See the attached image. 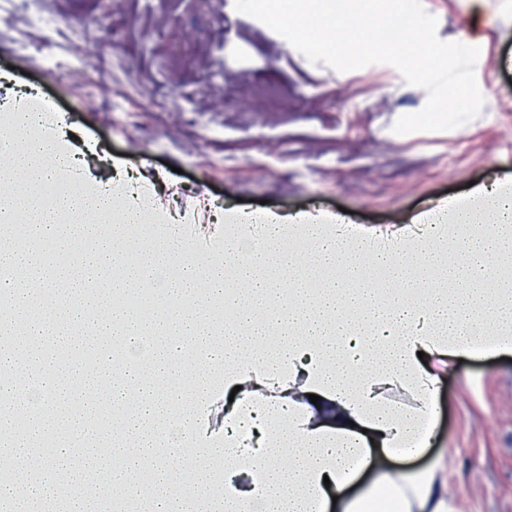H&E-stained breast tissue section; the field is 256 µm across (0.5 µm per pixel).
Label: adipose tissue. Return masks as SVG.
I'll list each match as a JSON object with an SVG mask.
<instances>
[{
	"label": "adipose tissue",
	"instance_id": "ef3b65f1",
	"mask_svg": "<svg viewBox=\"0 0 512 512\" xmlns=\"http://www.w3.org/2000/svg\"><path fill=\"white\" fill-rule=\"evenodd\" d=\"M63 169L71 186L55 213L42 201ZM479 197V206L436 214L424 232L395 238L262 216L263 246L246 255L241 225L228 224L220 270L164 233L131 269L125 252L146 213L90 182L40 106L19 101L0 120V220L19 225L37 248L0 247V301L15 313L43 309L26 326L40 336L82 322V314L51 307L55 297L80 294L100 323L132 343L145 328L118 296L167 266L180 268L179 280L161 284L164 348L150 367L127 359L111 366L112 404L124 409L112 430V482L131 494L143 457L155 455L146 512H172L178 497L205 500L213 484L220 496L208 512H328L334 501L342 512H450L444 459L419 475L387 471L383 460L423 447L438 366L512 352V193L494 184ZM466 224L484 231L463 235ZM45 245L60 247V268L20 287L19 273L40 261ZM379 265L392 279L381 291L372 280ZM87 266L100 293L82 292ZM224 307L234 316L219 327L214 315ZM392 387L411 391L415 406L391 403L384 391ZM216 392L234 396L224 405V445L196 458L198 481L187 486L166 459L181 441L202 442L199 413ZM72 449L71 437H60L58 471L30 473L33 499L52 494L59 474L80 484L102 468L91 453L83 470L70 471ZM367 469L374 480L346 497Z\"/></svg>",
	"mask_w": 512,
	"mask_h": 512
}]
</instances>
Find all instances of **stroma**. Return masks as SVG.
I'll return each instance as SVG.
<instances>
[{
  "label": "stroma",
  "instance_id": "stroma-1",
  "mask_svg": "<svg viewBox=\"0 0 512 512\" xmlns=\"http://www.w3.org/2000/svg\"><path fill=\"white\" fill-rule=\"evenodd\" d=\"M422 2L440 39L481 49L484 106L462 131L394 134L425 90L385 64H311L233 0H42L50 32L20 2L0 26V104L51 102L90 180L122 198L137 170L153 214L179 213L213 251L219 209L410 233L481 185L512 190V0ZM432 416L425 452L389 469L445 456L454 512H512V360L449 358Z\"/></svg>",
  "mask_w": 512,
  "mask_h": 512
}]
</instances>
